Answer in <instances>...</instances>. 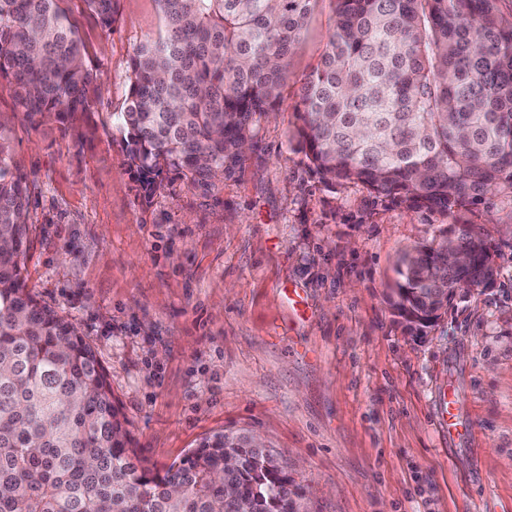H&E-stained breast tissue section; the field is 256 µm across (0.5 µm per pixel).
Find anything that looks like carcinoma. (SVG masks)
I'll list each match as a JSON object with an SVG mask.
<instances>
[{
    "label": "carcinoma",
    "mask_w": 512,
    "mask_h": 512,
    "mask_svg": "<svg viewBox=\"0 0 512 512\" xmlns=\"http://www.w3.org/2000/svg\"><path fill=\"white\" fill-rule=\"evenodd\" d=\"M63 0H0V90L23 118L66 128L95 111L96 75ZM112 28L119 0H84ZM159 27L130 60L112 113L151 197L210 188L243 161L276 104L312 0H155ZM336 23L301 86L295 137L327 184L360 183L411 208L512 207V13L500 0H336ZM29 185L0 121V512H300L295 480L254 435L202 440L163 473L129 448L95 351L24 277ZM405 251L393 306L439 320L453 290L499 274L471 224Z\"/></svg>",
    "instance_id": "1"
}]
</instances>
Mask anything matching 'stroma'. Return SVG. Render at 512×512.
Returning a JSON list of instances; mask_svg holds the SVG:
<instances>
[{
	"label": "stroma",
	"instance_id": "35a3bbf8",
	"mask_svg": "<svg viewBox=\"0 0 512 512\" xmlns=\"http://www.w3.org/2000/svg\"><path fill=\"white\" fill-rule=\"evenodd\" d=\"M65 7L97 75L85 137L15 118L0 94L30 190L26 284L95 351L138 456L161 470L244 428L279 455L309 512H512V208L412 211L322 182L295 107L336 0H315L242 163L212 188L177 180L149 200L111 115L134 49L157 30L156 2L119 0L108 32L83 0ZM465 223L490 245L494 287L406 328L391 307L396 261ZM451 385L466 397V442H449L442 421Z\"/></svg>",
	"mask_w": 512,
	"mask_h": 512
}]
</instances>
